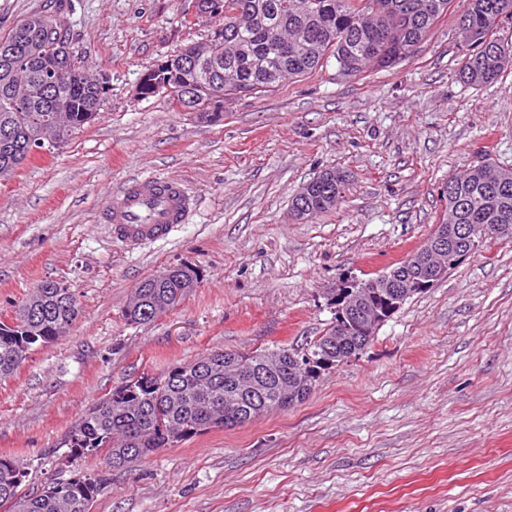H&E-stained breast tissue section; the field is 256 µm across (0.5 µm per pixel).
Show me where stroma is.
<instances>
[{
  "mask_svg": "<svg viewBox=\"0 0 512 512\" xmlns=\"http://www.w3.org/2000/svg\"><path fill=\"white\" fill-rule=\"evenodd\" d=\"M184 2L62 0L85 64L109 77L102 116L0 180V319L47 277L81 306L0 381V455L27 464V490L100 472L65 442L105 393L212 350L320 336L339 279L375 276L433 233L448 177L486 154L512 166V69L491 85L458 76L467 0L393 69H320L225 100L218 123L136 92L212 31L185 24ZM327 170L346 179L341 203L292 221L294 195ZM148 175L179 181L193 207L168 239L131 244L102 211ZM176 263L197 286L127 322L133 286ZM92 512H512V242L409 299L302 403L113 471Z\"/></svg>",
  "mask_w": 512,
  "mask_h": 512,
  "instance_id": "1",
  "label": "stroma"
}]
</instances>
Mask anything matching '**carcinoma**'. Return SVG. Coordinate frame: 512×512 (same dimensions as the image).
Listing matches in <instances>:
<instances>
[{"label":"carcinoma","instance_id":"carcinoma-1","mask_svg":"<svg viewBox=\"0 0 512 512\" xmlns=\"http://www.w3.org/2000/svg\"><path fill=\"white\" fill-rule=\"evenodd\" d=\"M251 25L224 18V29L191 42L171 55V67L143 73L140 95L159 94L161 81L189 94V107L207 122L223 120L222 105L211 104L212 76L203 64L221 59V72L232 70L238 81L265 93L285 80L305 76L336 62L337 73L356 77L369 68H389L414 57L434 26L448 16L451 0H241ZM60 7L21 19L0 36V179L12 177L32 156L38 141L64 144L73 133L100 116L106 78L91 76L81 65L74 35L61 19ZM512 19V0H468L455 18L468 53L459 78L471 85L493 82L512 66V44L491 33ZM64 58L65 76L45 86L46 60ZM312 193L295 196L291 214L304 208L311 216L335 208L345 193V179L325 171L308 182ZM443 224H511L512 169L488 156L461 176L448 178L442 192ZM197 279L195 270L174 264L150 274L133 288L139 297L127 306L125 319L144 324L160 316L168 292ZM81 315L77 295H66L56 281L45 279L0 322V380L14 376L38 346L54 343ZM374 339L365 323L340 333L331 326L307 343L309 352L334 362L342 354L358 355ZM276 374L253 385L245 376L260 371L264 351L240 354L212 351L176 364L158 375L163 385L139 396L99 401L86 410L72 431L70 455L101 456L111 469L127 468L162 448L217 426L224 405L243 413L285 411L308 398L322 375L296 377V367L282 346ZM28 477L20 462L0 457V512H91L108 478L98 474L56 479L29 494L20 493Z\"/></svg>","mask_w":512,"mask_h":512}]
</instances>
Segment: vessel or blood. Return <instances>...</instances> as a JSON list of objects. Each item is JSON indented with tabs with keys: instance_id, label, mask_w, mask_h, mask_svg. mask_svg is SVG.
Listing matches in <instances>:
<instances>
[{
	"instance_id": "obj_1",
	"label": "vessel or blood",
	"mask_w": 512,
	"mask_h": 512,
	"mask_svg": "<svg viewBox=\"0 0 512 512\" xmlns=\"http://www.w3.org/2000/svg\"><path fill=\"white\" fill-rule=\"evenodd\" d=\"M191 203L180 182L146 176L129 182L104 213L114 233L128 241L167 239Z\"/></svg>"
}]
</instances>
